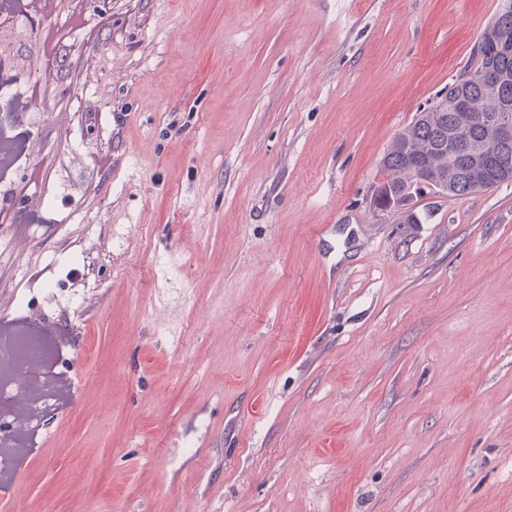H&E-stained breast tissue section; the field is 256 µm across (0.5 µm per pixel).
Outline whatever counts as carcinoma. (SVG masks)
<instances>
[{
    "mask_svg": "<svg viewBox=\"0 0 512 512\" xmlns=\"http://www.w3.org/2000/svg\"><path fill=\"white\" fill-rule=\"evenodd\" d=\"M499 33L493 27L484 29L480 40L485 51L476 54V66L469 69L472 74L483 72L491 57L486 49L497 40ZM457 89L472 104V114L481 117L489 113L493 105L503 96L512 99V83L509 86L495 82H472L462 84ZM456 112L453 106L440 109L433 105L420 111L416 119L398 132L382 159L386 180L376 186L373 201H392L390 212L398 216L401 224H419L422 218L411 209L397 205L399 196L410 187L412 165L416 162L424 166L426 182L424 188L445 196L457 197L469 194L463 180L457 140L443 134L453 122Z\"/></svg>",
    "mask_w": 512,
    "mask_h": 512,
    "instance_id": "1",
    "label": "carcinoma"
}]
</instances>
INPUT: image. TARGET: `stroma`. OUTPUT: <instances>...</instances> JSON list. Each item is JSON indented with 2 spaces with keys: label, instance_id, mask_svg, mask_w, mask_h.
I'll return each instance as SVG.
<instances>
[{
  "label": "stroma",
  "instance_id": "obj_1",
  "mask_svg": "<svg viewBox=\"0 0 512 512\" xmlns=\"http://www.w3.org/2000/svg\"><path fill=\"white\" fill-rule=\"evenodd\" d=\"M499 7L54 0L0 42L44 102L0 181V333L68 385L0 512H512V182L371 205Z\"/></svg>",
  "mask_w": 512,
  "mask_h": 512
}]
</instances>
